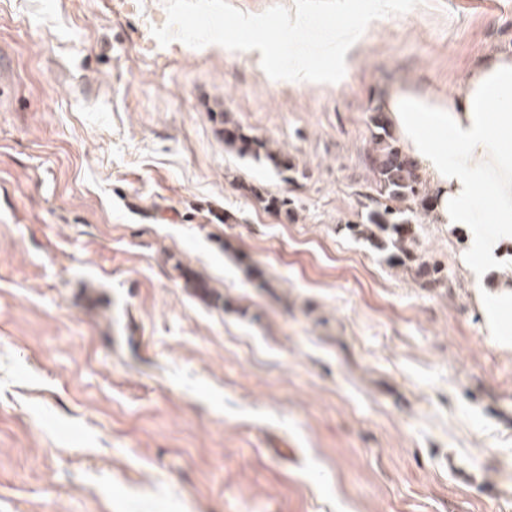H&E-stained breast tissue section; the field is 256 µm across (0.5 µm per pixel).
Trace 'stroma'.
I'll return each instance as SVG.
<instances>
[{
  "label": "stroma",
  "mask_w": 512,
  "mask_h": 512,
  "mask_svg": "<svg viewBox=\"0 0 512 512\" xmlns=\"http://www.w3.org/2000/svg\"><path fill=\"white\" fill-rule=\"evenodd\" d=\"M388 3L298 85L160 45L165 0H0V512H512V344L460 239L419 224L431 284L342 230L370 108L447 100L512 0ZM359 23L353 22L347 31L336 35V63L345 65L348 61L350 49L359 37ZM224 145L235 151L241 157H252L255 160L270 162L275 168L292 169L285 163L281 152L273 150L269 141L261 140L243 132L241 127L224 115Z\"/></svg>",
  "instance_id": "obj_1"
}]
</instances>
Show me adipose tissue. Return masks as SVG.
<instances>
[{
  "mask_svg": "<svg viewBox=\"0 0 512 512\" xmlns=\"http://www.w3.org/2000/svg\"><path fill=\"white\" fill-rule=\"evenodd\" d=\"M382 108L464 243L493 335H512V51L488 54L446 102L403 90Z\"/></svg>",
  "mask_w": 512,
  "mask_h": 512,
  "instance_id": "ef3b65f1",
  "label": "adipose tissue"
}]
</instances>
